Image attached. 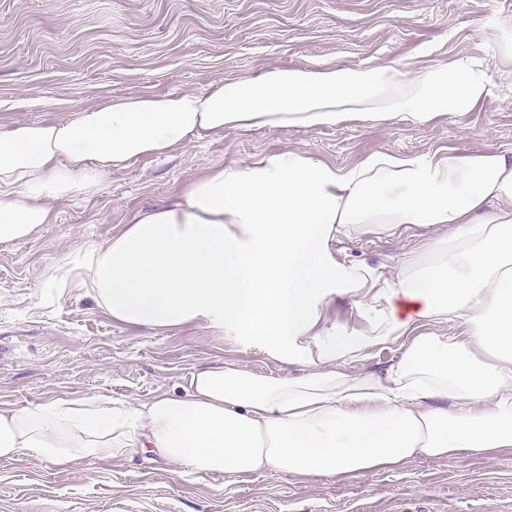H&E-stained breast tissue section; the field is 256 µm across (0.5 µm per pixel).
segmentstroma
<instances>
[{"label":"stroma","instance_id":"stroma-1","mask_svg":"<svg viewBox=\"0 0 512 512\" xmlns=\"http://www.w3.org/2000/svg\"><path fill=\"white\" fill-rule=\"evenodd\" d=\"M509 27L512 0H0V125L312 63L426 69L467 55L487 77L473 109L425 125L397 118L315 131L228 128L169 159L132 161L93 194L51 203L50 223L0 242V407L179 395L192 373L223 364L271 380L299 377L300 367L258 342L193 325L134 329L91 298L52 296L46 285L66 256L107 243L220 164L285 151L337 167L375 152L512 153V50L502 42ZM428 235L359 236L345 248L387 272ZM0 512H512V452L418 459L346 479L179 476L142 450L68 464L0 460Z\"/></svg>","mask_w":512,"mask_h":512}]
</instances>
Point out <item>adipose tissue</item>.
<instances>
[{"label":"adipose tissue","mask_w":512,"mask_h":512,"mask_svg":"<svg viewBox=\"0 0 512 512\" xmlns=\"http://www.w3.org/2000/svg\"><path fill=\"white\" fill-rule=\"evenodd\" d=\"M486 94L482 64L464 55L427 70L312 64L1 126L0 242L27 238L48 223L51 202L97 191L129 162L227 127L425 123ZM444 225L448 236L405 252L393 274L334 246ZM51 285L85 291L131 327L197 325L258 341L304 373L273 381L212 366L178 396L0 408V460L145 448L200 475L343 477L512 451V155L376 152L337 168L288 151L219 165L107 243L69 255ZM340 295L362 330L327 323ZM445 323L463 334L440 332ZM394 344L401 356L384 372L352 371Z\"/></svg>","instance_id":"adipose-tissue-1"}]
</instances>
